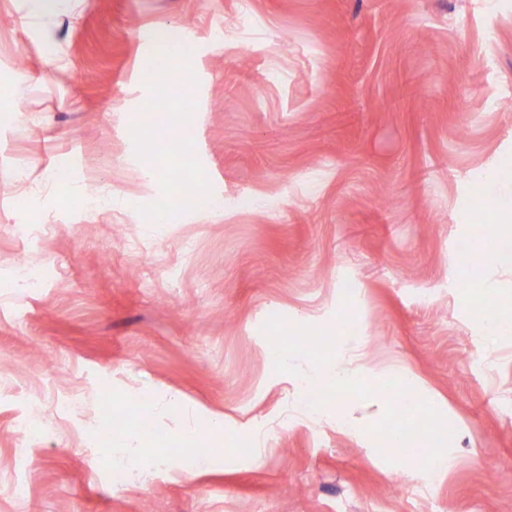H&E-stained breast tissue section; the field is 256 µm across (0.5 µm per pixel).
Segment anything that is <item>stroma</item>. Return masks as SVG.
<instances>
[{"label": "stroma", "mask_w": 512, "mask_h": 512, "mask_svg": "<svg viewBox=\"0 0 512 512\" xmlns=\"http://www.w3.org/2000/svg\"><path fill=\"white\" fill-rule=\"evenodd\" d=\"M1 16L0 512H512V335L490 341L479 310L512 315V269L468 280L455 256L501 221L502 187L476 188L512 169V0H0ZM162 27L194 72L188 140L139 121ZM61 169L116 206L73 205ZM188 186L205 206L180 207ZM273 315L357 322L369 383L411 373L454 467L430 481L420 457L295 416ZM210 415L223 443L172 439ZM112 419L146 457L119 484L90 435Z\"/></svg>", "instance_id": "obj_1"}]
</instances>
